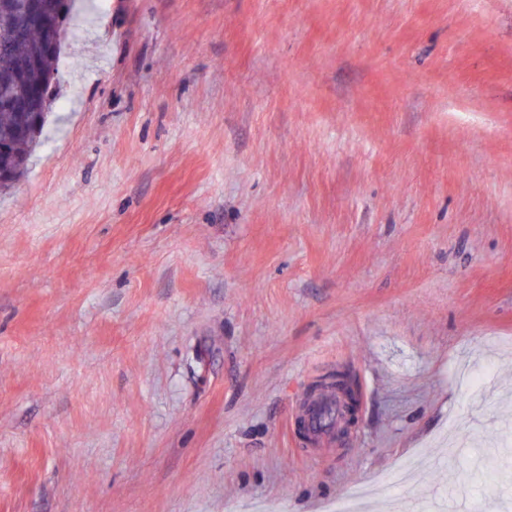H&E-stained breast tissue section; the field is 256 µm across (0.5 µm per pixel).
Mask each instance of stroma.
<instances>
[{
  "label": "stroma",
  "mask_w": 512,
  "mask_h": 512,
  "mask_svg": "<svg viewBox=\"0 0 512 512\" xmlns=\"http://www.w3.org/2000/svg\"><path fill=\"white\" fill-rule=\"evenodd\" d=\"M58 68L0 512H512V0H78ZM311 431L316 435L312 440L319 443L323 438L332 436L341 423L343 411L336 396L325 394L311 403ZM328 409L329 414L324 415Z\"/></svg>",
  "instance_id": "1"
}]
</instances>
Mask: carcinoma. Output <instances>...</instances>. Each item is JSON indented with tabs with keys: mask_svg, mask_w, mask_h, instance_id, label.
Returning a JSON list of instances; mask_svg holds the SVG:
<instances>
[{
	"mask_svg": "<svg viewBox=\"0 0 512 512\" xmlns=\"http://www.w3.org/2000/svg\"><path fill=\"white\" fill-rule=\"evenodd\" d=\"M43 19L64 29L72 19V0H37ZM44 25L19 12L13 0H0V193L10 191L25 175L29 159L41 144L52 108L50 90L56 55L46 52Z\"/></svg>",
	"mask_w": 512,
	"mask_h": 512,
	"instance_id": "cac0c4a2",
	"label": "carcinoma"
}]
</instances>
